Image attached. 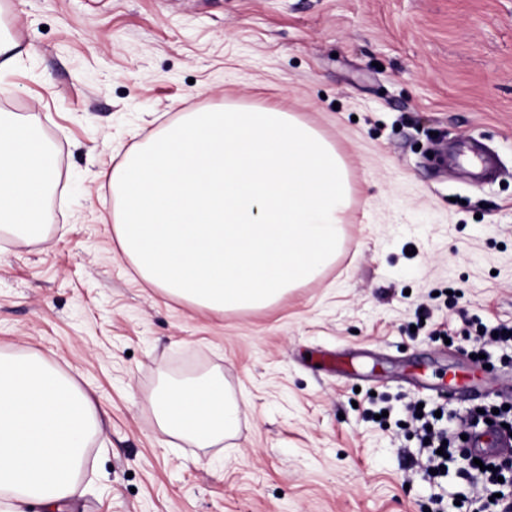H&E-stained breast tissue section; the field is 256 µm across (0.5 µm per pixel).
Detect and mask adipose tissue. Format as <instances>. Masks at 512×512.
Masks as SVG:
<instances>
[{
	"label": "adipose tissue",
	"instance_id": "adipose-tissue-1",
	"mask_svg": "<svg viewBox=\"0 0 512 512\" xmlns=\"http://www.w3.org/2000/svg\"><path fill=\"white\" fill-rule=\"evenodd\" d=\"M54 185L37 133L0 114V233L34 237ZM158 427L200 448L237 428L239 408L218 380L167 383L151 398ZM102 426L91 396L41 357L0 353V512L37 502L57 512L75 491L88 442Z\"/></svg>",
	"mask_w": 512,
	"mask_h": 512
}]
</instances>
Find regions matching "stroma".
<instances>
[{"mask_svg":"<svg viewBox=\"0 0 512 512\" xmlns=\"http://www.w3.org/2000/svg\"><path fill=\"white\" fill-rule=\"evenodd\" d=\"M0 30L22 50L0 113L62 185L41 238L0 237V350L104 413L65 512H458L468 463L409 476L405 405L456 433L512 381V348L475 342L512 325V0H0ZM231 105L318 130L351 196L318 279L221 314L139 278L104 174L133 132ZM206 375L240 421L198 448L149 399Z\"/></svg>","mask_w":512,"mask_h":512,"instance_id":"1","label":"stroma"}]
</instances>
